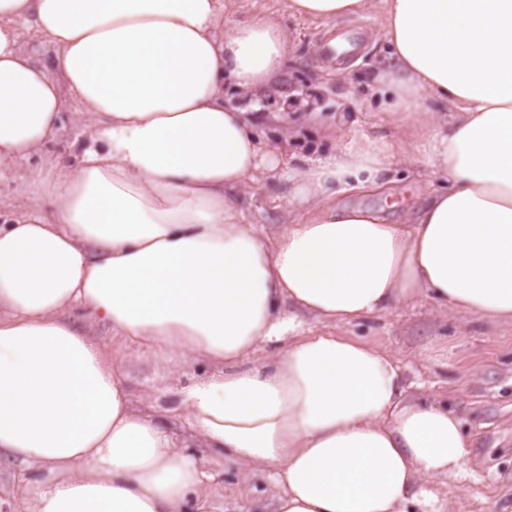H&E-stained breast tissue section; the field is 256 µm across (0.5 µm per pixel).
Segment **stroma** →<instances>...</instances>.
Masks as SVG:
<instances>
[{
  "instance_id": "stroma-1",
  "label": "stroma",
  "mask_w": 512,
  "mask_h": 512,
  "mask_svg": "<svg viewBox=\"0 0 512 512\" xmlns=\"http://www.w3.org/2000/svg\"><path fill=\"white\" fill-rule=\"evenodd\" d=\"M228 22L253 14L275 20L290 37V51L277 80L258 97L255 127L264 150L277 153L293 166L331 153L340 135H367L396 142L399 131L388 119L396 95L384 71L389 46L382 36L377 14L353 21H325L292 14L287 0H233ZM357 25L363 41L356 56L329 55L325 44ZM317 113L310 121L309 113ZM91 127L64 115L62 131L47 153L14 162L0 180V212L21 214L35 203L20 187V179L48 156L76 165L83 147L90 144ZM417 164L399 162L390 188L381 193L338 194L345 205L372 206L392 222H400L419 206L439 180L417 173ZM241 205L249 219L272 231L288 220L284 190L265 173H257ZM339 334L389 351L406 367L407 382L420 385L437 401L447 404L461 419L472 445L466 474L449 478L451 512H499L512 504V327L492 328L466 316L448 314L421 300L367 321L339 327ZM112 359L123 368L136 409L165 422L178 439H186L179 413L166 411L154 401L152 387L167 371H175L185 384L205 374V364L164 361L102 330ZM434 345L433 361L419 359L424 346ZM270 486L257 476L242 480L235 467H227L215 491L225 512H242L267 502Z\"/></svg>"
}]
</instances>
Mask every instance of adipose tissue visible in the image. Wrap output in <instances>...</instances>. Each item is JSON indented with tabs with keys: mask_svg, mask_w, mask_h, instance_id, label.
Here are the masks:
<instances>
[{
	"mask_svg": "<svg viewBox=\"0 0 512 512\" xmlns=\"http://www.w3.org/2000/svg\"><path fill=\"white\" fill-rule=\"evenodd\" d=\"M345 20L378 12L400 91L443 104L390 113L447 185L394 224L333 202L380 189L394 146L365 136L285 167L225 84L264 89L289 50L224 0H0V174L52 143L66 102L94 128L76 168L28 170L35 205L0 214V472L30 512H215L226 464L265 475L273 512H448L464 471L458 416L408 396L400 362L307 329L426 299L512 324V0H288ZM33 25L55 47H19ZM292 218L273 234L234 201L257 171ZM208 371L154 389L207 456L135 413L89 328Z\"/></svg>",
	"mask_w": 512,
	"mask_h": 512,
	"instance_id": "1",
	"label": "adipose tissue"
}]
</instances>
